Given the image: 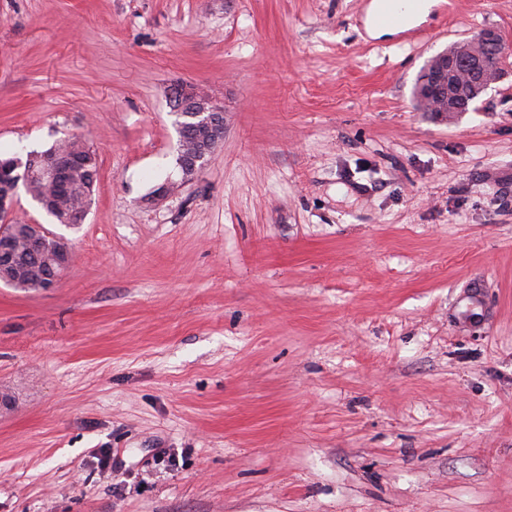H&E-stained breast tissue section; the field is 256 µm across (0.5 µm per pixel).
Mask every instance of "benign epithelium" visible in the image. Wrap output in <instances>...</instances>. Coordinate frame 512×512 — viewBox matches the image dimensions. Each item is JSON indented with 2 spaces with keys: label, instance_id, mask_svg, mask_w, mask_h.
<instances>
[{
  "label": "benign epithelium",
  "instance_id": "7a95c632",
  "mask_svg": "<svg viewBox=\"0 0 512 512\" xmlns=\"http://www.w3.org/2000/svg\"><path fill=\"white\" fill-rule=\"evenodd\" d=\"M489 48L501 61L512 53L497 30L486 28L473 37L453 42L448 49L431 57L424 67V84L417 91L421 107L431 112H459L464 84L475 83L477 91L483 92L498 82L501 72L491 71L485 56ZM178 89L182 105L174 112L191 121V126L197 129L204 143L203 151L207 152L224 138V123L216 120V114L222 112V107L208 91L197 85H180ZM90 154L92 150L89 148L80 153L48 150L28 155L24 163L16 160L8 164L16 174L11 180L0 181V218L11 212L18 183L22 179L46 182L52 191L37 199V203L47 212L55 210L58 197L71 188L73 173L86 168ZM21 244L33 256H48L49 271L40 274L44 289L55 286L72 263L71 247L63 238L57 239V246L48 248L39 233L31 230Z\"/></svg>",
  "mask_w": 512,
  "mask_h": 512
}]
</instances>
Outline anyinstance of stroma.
Masks as SVG:
<instances>
[{
	"label": "stroma",
	"instance_id": "35a3bbf8",
	"mask_svg": "<svg viewBox=\"0 0 512 512\" xmlns=\"http://www.w3.org/2000/svg\"><path fill=\"white\" fill-rule=\"evenodd\" d=\"M370 2L0 0V155L99 164L75 226L17 190L76 259L0 283V512H512V56L413 96L512 0ZM183 82L224 138L154 202ZM379 0H374L369 7V17H370V25H369V35L373 38H379L383 35L395 34L404 26L409 24H415L418 21L424 19L432 6L434 5V1L432 0H421V5H414L411 2H405L398 7L396 11L398 15V20L395 23L390 25H381L375 22L374 16L375 14L380 13L383 10L385 2L386 8L379 16L378 20L380 22H389L394 19V9L392 7L393 0H383V2H378ZM492 48L500 62L511 54L500 33L493 28H486L473 37L453 42L448 49L430 58L424 67L426 77L424 84L417 91L418 102L430 112H461L464 96V84L475 83L477 91L483 92L498 82L501 76L500 63L494 73L488 66L495 56H485V51Z\"/></svg>",
	"mask_w": 512,
	"mask_h": 512
}]
</instances>
